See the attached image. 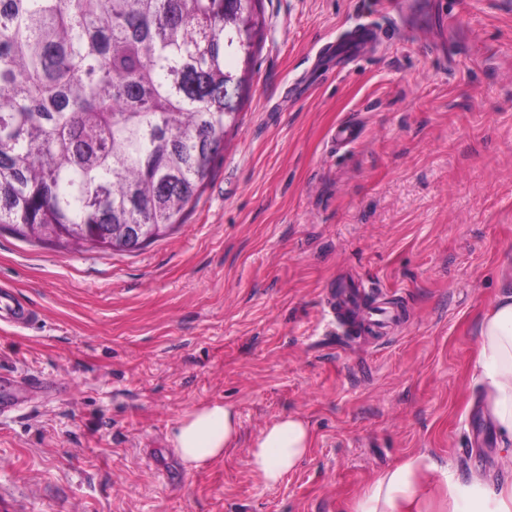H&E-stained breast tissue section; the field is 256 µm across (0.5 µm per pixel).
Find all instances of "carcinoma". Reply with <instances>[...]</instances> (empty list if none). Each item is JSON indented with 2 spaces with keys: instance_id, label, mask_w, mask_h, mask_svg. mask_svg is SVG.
<instances>
[{
  "instance_id": "carcinoma-1",
  "label": "carcinoma",
  "mask_w": 512,
  "mask_h": 512,
  "mask_svg": "<svg viewBox=\"0 0 512 512\" xmlns=\"http://www.w3.org/2000/svg\"><path fill=\"white\" fill-rule=\"evenodd\" d=\"M258 0H0V227L132 252L224 157Z\"/></svg>"
}]
</instances>
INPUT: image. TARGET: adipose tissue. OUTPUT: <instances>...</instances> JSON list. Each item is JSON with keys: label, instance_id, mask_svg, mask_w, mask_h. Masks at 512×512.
<instances>
[{"label": "adipose tissue", "instance_id": "1", "mask_svg": "<svg viewBox=\"0 0 512 512\" xmlns=\"http://www.w3.org/2000/svg\"><path fill=\"white\" fill-rule=\"evenodd\" d=\"M476 337V385L497 435L506 480L492 481L480 472L463 478L456 465L417 453L377 475L353 512H414L423 486L434 478L447 490L448 512H512V289L501 290L479 317ZM240 434L235 407L209 402L177 421L171 443L185 467L198 470L236 448ZM312 444L309 424L297 415L284 414L251 440L248 464L265 486L273 488L305 461Z\"/></svg>", "mask_w": 512, "mask_h": 512}]
</instances>
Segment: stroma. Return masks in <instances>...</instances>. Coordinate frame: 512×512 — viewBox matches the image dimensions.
Returning <instances> with one entry per match:
<instances>
[{
	"label": "stroma",
	"mask_w": 512,
	"mask_h": 512,
	"mask_svg": "<svg viewBox=\"0 0 512 512\" xmlns=\"http://www.w3.org/2000/svg\"><path fill=\"white\" fill-rule=\"evenodd\" d=\"M384 0H260V40L224 158L172 234L68 252L0 229V283L41 313L0 324V501L14 512H350L424 452L496 474L475 412L477 319L512 286V0H432L416 27ZM372 21L382 42L340 47ZM336 45L335 55L323 54ZM352 120L357 141L328 134ZM404 307L390 339H342L325 293L346 277ZM234 404L243 442L188 471L178 419ZM311 424L274 488L247 442Z\"/></svg>",
	"instance_id": "35a3bbf8"
}]
</instances>
